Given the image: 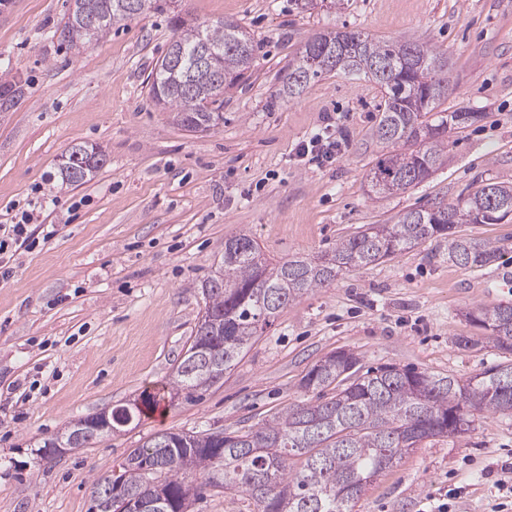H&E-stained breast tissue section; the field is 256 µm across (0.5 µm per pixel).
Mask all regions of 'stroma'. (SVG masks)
I'll use <instances>...</instances> for the list:
<instances>
[{"instance_id": "stroma-1", "label": "stroma", "mask_w": 512, "mask_h": 512, "mask_svg": "<svg viewBox=\"0 0 512 512\" xmlns=\"http://www.w3.org/2000/svg\"><path fill=\"white\" fill-rule=\"evenodd\" d=\"M187 19L233 20L258 50L242 86L224 95V122L203 133L177 125L148 96L147 77L173 37L147 8L81 52L56 34L66 0H0V225L37 210L36 241L0 279V512H88L94 481L162 431L247 428L306 394L299 382L326 354L350 349L364 368L390 364L467 378L503 360L465 317L511 305V224H461L501 257L477 270L448 260L432 239L392 260L347 272L303 296L248 347L223 380L194 398L141 413L89 448L42 457L44 439L105 408L169 387L204 309L201 281L226 238L246 234L271 259L314 257L366 224L455 201L488 182L512 184V0H332L307 12L291 0H182ZM354 31L411 37L448 58L444 110L480 115L448 132L428 180L383 199L366 175L382 150L374 135L380 88L328 75L293 100L281 77L308 37ZM342 137L335 162L294 158L325 126ZM76 144L106 163L80 186L57 166ZM53 203H45V196ZM471 346H461V339ZM512 464V414L478 413L471 432L437 437L386 469L352 512H494ZM202 495L191 512H257L244 492Z\"/></svg>"}]
</instances>
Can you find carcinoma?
<instances>
[{
  "label": "carcinoma",
  "instance_id": "carcinoma-1",
  "mask_svg": "<svg viewBox=\"0 0 512 512\" xmlns=\"http://www.w3.org/2000/svg\"><path fill=\"white\" fill-rule=\"evenodd\" d=\"M134 0H73L58 28L61 41L78 50L112 26L141 13ZM176 59L163 56L148 77L155 105L176 111V121L191 132L224 122V92L240 85L256 53L253 39L233 21L195 24L169 18ZM353 44V56L338 60L346 77L373 80L383 91L375 136L383 144L370 169V193L376 198L402 194L428 179L442 164L448 127L462 125L461 113L441 112L448 95V61L431 46L412 38L380 41L352 31L319 33L306 41L288 64L302 72L293 87L283 77L278 99L300 96L307 84L331 73L308 65V56L324 55L340 41ZM207 45L216 53L212 72L193 68ZM106 156L97 145L77 144L58 164L62 181L89 182ZM494 197L482 189L448 204L406 210L391 224H367L317 257L271 261L246 234L232 237V248L201 281V324L176 369L173 390L191 397L224 378L251 340L273 323L293 301L323 288L349 271L391 260L432 238H448V260L462 268L493 263L494 243L456 234L460 224H477L498 207H512V186L493 183ZM494 347L512 353V309L502 305L473 309ZM208 347L211 365L195 366L194 349ZM360 357L339 349L314 363L300 388L315 400L288 406L247 430L158 432L130 450L117 465L123 492L150 498L157 488L177 491L186 474L199 472L206 484L242 490L258 512H350L373 478L423 441L471 431L472 412L512 411V361L497 364L465 380L412 368L386 366L361 371Z\"/></svg>",
  "mask_w": 512,
  "mask_h": 512
}]
</instances>
